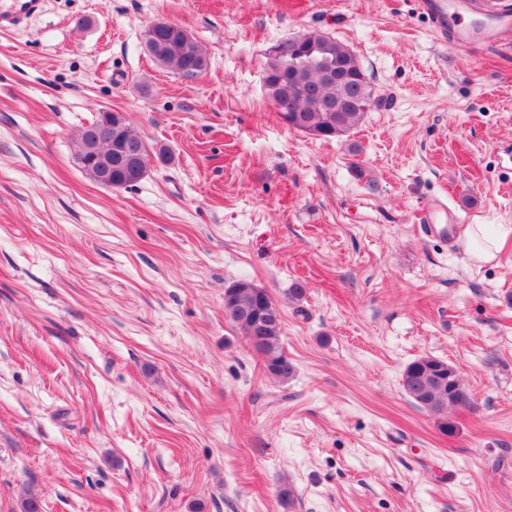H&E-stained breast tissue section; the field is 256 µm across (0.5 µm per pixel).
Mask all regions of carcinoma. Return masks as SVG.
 <instances>
[{
	"label": "carcinoma",
	"mask_w": 512,
	"mask_h": 512,
	"mask_svg": "<svg viewBox=\"0 0 512 512\" xmlns=\"http://www.w3.org/2000/svg\"><path fill=\"white\" fill-rule=\"evenodd\" d=\"M148 52L156 62L184 76L206 70L208 59L197 41L184 34V28L166 22L148 25L144 34ZM266 94L288 127L304 134L336 138L349 133L364 119L362 105L373 106V91L364 69L355 54L334 37L313 31L299 34L285 48L265 53L263 66ZM112 143L103 149L112 154L133 157L137 174L127 176L112 170L113 183L133 186L147 173L150 148L125 115L112 112ZM101 118L80 129L75 137V155H80L89 139L99 133ZM274 303L269 292L251 281L241 280L224 289V309L235 313L227 320L245 336H251V321L241 314ZM281 320L268 319L260 336L270 360L268 368L282 381L289 380L295 366L281 345ZM402 388L419 407L439 417L460 407V399L471 402L468 390L461 383L457 370L445 361L420 357L410 362L402 375Z\"/></svg>",
	"instance_id": "1"
}]
</instances>
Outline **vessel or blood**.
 Masks as SVG:
<instances>
[{"label": "vessel or blood", "instance_id": "b4317fda", "mask_svg": "<svg viewBox=\"0 0 512 512\" xmlns=\"http://www.w3.org/2000/svg\"><path fill=\"white\" fill-rule=\"evenodd\" d=\"M420 9L432 17L434 34L442 43L464 48H484L499 42L502 37L512 34V14H499L492 26L479 27L471 23L449 24L453 15L467 11L465 0H418Z\"/></svg>", "mask_w": 512, "mask_h": 512}]
</instances>
